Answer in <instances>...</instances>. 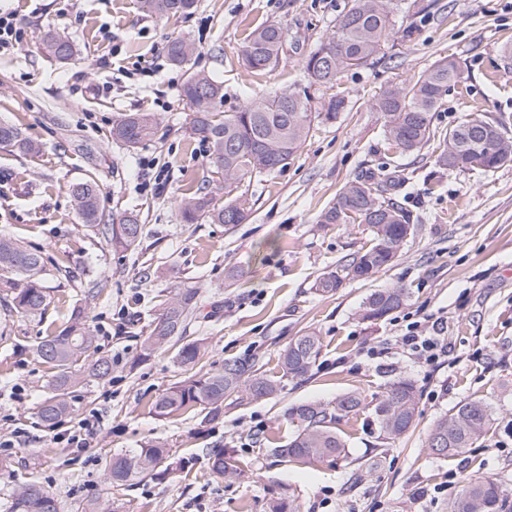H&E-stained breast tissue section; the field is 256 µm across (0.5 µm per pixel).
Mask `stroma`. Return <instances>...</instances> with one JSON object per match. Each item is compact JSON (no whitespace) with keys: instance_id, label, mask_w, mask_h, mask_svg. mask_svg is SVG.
<instances>
[{"instance_id":"35a3bbf8","label":"stroma","mask_w":512,"mask_h":512,"mask_svg":"<svg viewBox=\"0 0 512 512\" xmlns=\"http://www.w3.org/2000/svg\"><path fill=\"white\" fill-rule=\"evenodd\" d=\"M352 0H198L192 13L145 16L138 0H0L13 13L19 39L0 49V121L41 145L36 154L0 146V234L41 252L50 294L44 315L6 318L0 305V512L10 491L35 481L58 495L64 512L90 498L115 512H451L466 479L500 480L512 492V163L491 171L446 170L437 163L438 135L468 118L512 131V0H392L394 26L377 60L344 72L334 90L311 85L308 52L323 41ZM284 32L278 66L247 71L239 49L256 26ZM69 39L73 57L44 52L41 35ZM197 46L189 68L172 65L167 43ZM452 56L464 70L431 115L436 134L405 153L385 134L373 102L387 86L409 84ZM224 86L219 109L234 112L273 91L308 89L313 111L330 92L347 105L329 124L314 123L287 166L225 192L207 143L190 137L192 112L179 96L188 70ZM127 112H151L158 135L130 148L114 141L112 124ZM167 187H145L147 172ZM400 182L394 193L415 232L400 255L366 281H344L317 293L320 275L369 249L373 234L359 222L323 224L321 212L362 173ZM100 182L106 219L136 211L141 245L112 251L99 230L82 223L69 184L85 175ZM207 188L217 201L244 203L237 226L183 223L180 198ZM402 287V305L384 319L361 310L373 291ZM180 288L197 289L200 317L185 341L201 345L199 371L254 355L277 370L288 344L312 331L321 353L309 375L277 395L225 405L214 419L193 412L154 416L150 401L184 370L170 349L139 361L140 344L158 306ZM88 308L96 355L111 357V376L79 392L76 412L52 427L37 416L52 372L31 348ZM435 326L448 353L427 365L398 344L407 319ZM404 377L419 390L413 428L380 443L365 414L345 419L346 453L303 464L276 456L270 439L294 430L286 417L299 402H329L359 393L378 402L389 381ZM491 410L490 430L464 453L431 454L428 432L468 400ZM84 433L86 444L70 438ZM165 443L168 462L183 469L126 487L103 475L104 454ZM232 452L239 473L211 474L209 452Z\"/></svg>"}]
</instances>
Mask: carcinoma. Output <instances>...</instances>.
<instances>
[{"instance_id":"obj_1","label":"carcinoma","mask_w":512,"mask_h":512,"mask_svg":"<svg viewBox=\"0 0 512 512\" xmlns=\"http://www.w3.org/2000/svg\"><path fill=\"white\" fill-rule=\"evenodd\" d=\"M140 10L150 16L168 17L188 14L197 0H139ZM393 19L389 0H353V4L336 26V30L308 53L304 60L306 73L315 84L328 88L338 76L350 69L366 66L384 48ZM43 49L59 62L70 59L73 45L47 31L42 36ZM282 28L269 23L252 30L246 37L240 57L253 72H270L279 62ZM196 46L182 38L169 43L172 64L187 66ZM463 78L460 64L451 58L435 62L411 84L386 87L374 102L381 112L385 133L404 152L420 150L431 138V113L436 111L448 87ZM180 96L192 111L190 134L206 142L214 165L224 170V188L236 187L246 180L271 173L288 164L306 139L316 119L333 121L345 109V98L333 95L320 112H312L307 92H275L254 99L236 112L221 113L218 104L224 99V87L205 73L190 72ZM158 119L151 112H128L112 125V138L135 147L154 136ZM0 145L21 153L34 154L40 146L21 128L0 122ZM512 158V136L500 126L491 129L482 119H467L450 129L443 137L438 162L446 169L491 170ZM395 185L373 177H357L339 192L336 202L325 209L321 224H345L360 220L370 226L374 245L339 270L317 279L315 291L328 294L343 281L364 280L393 261L413 234L407 211L390 196ZM69 193L83 223L102 227L106 242L115 250H133L142 239L143 225L138 215L125 213L117 224L104 223L100 209L101 187L88 175L69 186ZM183 223L195 224L205 219L211 224H242L248 217L243 204L233 200L218 204L210 192L198 190L179 205ZM44 258L37 250L22 246L12 238L0 236V292L5 294L9 314L35 316L49 304L47 289L42 284ZM406 289L390 288L371 293L362 311L365 320L387 316L404 301ZM199 292L195 288H179L164 304L150 324L141 346L139 359L182 340L188 319L200 313ZM95 336L87 324L86 309L74 305L67 324L44 337L33 348L34 356L54 370L52 391L41 404V421L54 425L75 412L77 389L90 377L104 379L112 373V359L92 357ZM319 336L306 332L293 340L280 354L275 374L263 371L256 356L228 359L224 365L205 375H189L161 393L151 404L159 417H169L196 410L215 418L231 398L240 404L270 398L289 380L306 377L319 358ZM201 345L186 342L179 346L176 363L186 369L199 360ZM418 391L413 381L398 378L389 385L386 396L369 406L355 392L346 393L323 404L304 402L288 407V420L297 431L273 451L282 458L312 463L339 456L346 440L339 424L350 415L370 410L379 438L390 441L404 435L413 425L417 413ZM491 422L488 406L481 401L466 402L453 414L443 416L433 425L428 447L433 454L446 457L464 452L485 435ZM165 445L151 442L141 448L111 456L106 460V477L112 484L141 482L156 475L165 459ZM209 467L221 477L238 475L232 456L223 450L210 454ZM8 512H63L57 496L36 482L18 486L10 496ZM452 512H512V500L504 485L494 479L477 477L464 485Z\"/></svg>"}]
</instances>
